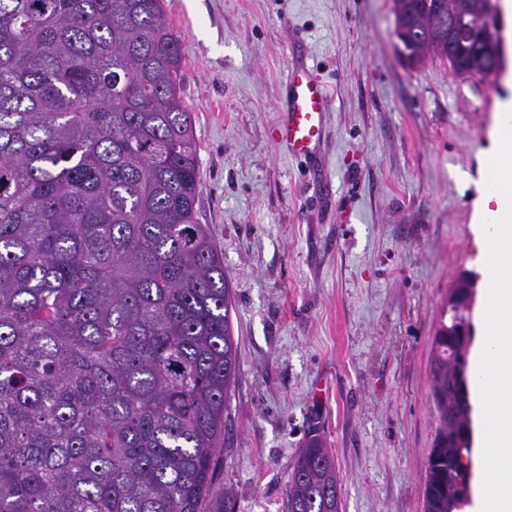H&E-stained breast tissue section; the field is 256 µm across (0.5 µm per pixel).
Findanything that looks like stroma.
<instances>
[{
	"label": "stroma",
	"instance_id": "35a3bbf8",
	"mask_svg": "<svg viewBox=\"0 0 512 512\" xmlns=\"http://www.w3.org/2000/svg\"><path fill=\"white\" fill-rule=\"evenodd\" d=\"M180 36L208 225L235 297L239 374L217 490L288 512L292 463L320 436L342 512H422L435 430L433 336L474 228L505 77L405 66L392 0H164ZM295 65L326 85L323 140L275 141Z\"/></svg>",
	"mask_w": 512,
	"mask_h": 512
}]
</instances>
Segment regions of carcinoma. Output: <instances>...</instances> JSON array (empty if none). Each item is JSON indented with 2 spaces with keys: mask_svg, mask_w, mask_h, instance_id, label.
<instances>
[{
  "mask_svg": "<svg viewBox=\"0 0 512 512\" xmlns=\"http://www.w3.org/2000/svg\"><path fill=\"white\" fill-rule=\"evenodd\" d=\"M490 0L404 8L425 57L498 76ZM181 39L163 0H0V512H234L214 493L238 377L234 296L205 224ZM433 337L423 512L469 497L471 341ZM288 512H341L335 458L300 449Z\"/></svg>",
  "mask_w": 512,
  "mask_h": 512,
  "instance_id": "obj_1",
  "label": "carcinoma"
}]
</instances>
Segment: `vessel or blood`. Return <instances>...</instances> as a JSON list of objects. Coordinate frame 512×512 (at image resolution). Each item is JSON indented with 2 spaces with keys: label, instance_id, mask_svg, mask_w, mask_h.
<instances>
[{
  "label": "vessel or blood",
  "instance_id": "b4317fda",
  "mask_svg": "<svg viewBox=\"0 0 512 512\" xmlns=\"http://www.w3.org/2000/svg\"><path fill=\"white\" fill-rule=\"evenodd\" d=\"M287 85L285 117L274 134L292 154L301 157L314 152L321 142L328 95L324 83L303 66L289 70Z\"/></svg>",
  "mask_w": 512,
  "mask_h": 512
}]
</instances>
